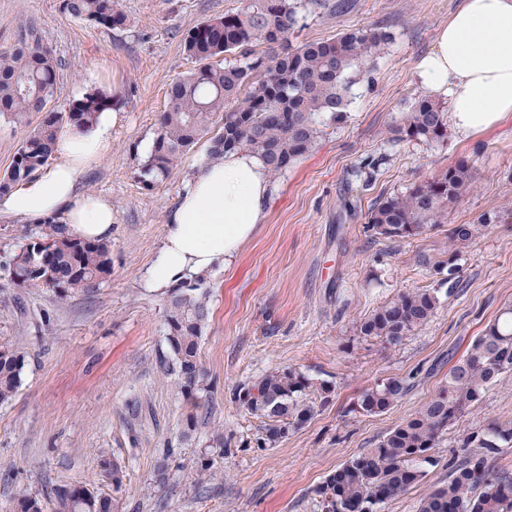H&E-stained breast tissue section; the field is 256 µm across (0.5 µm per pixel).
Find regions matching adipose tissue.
<instances>
[{
    "instance_id": "1",
    "label": "adipose tissue",
    "mask_w": 512,
    "mask_h": 512,
    "mask_svg": "<svg viewBox=\"0 0 512 512\" xmlns=\"http://www.w3.org/2000/svg\"><path fill=\"white\" fill-rule=\"evenodd\" d=\"M512 0H463L440 27L433 50L417 66L423 91L449 100V120L470 139L512 117ZM117 113H102L83 131L58 139L54 161L0 196V213L33 221L58 220L84 240L112 236V206L78 189L83 173L111 149ZM270 174L256 154L234 151L193 167L177 205L148 285L164 291L187 274L231 264L267 217Z\"/></svg>"
}]
</instances>
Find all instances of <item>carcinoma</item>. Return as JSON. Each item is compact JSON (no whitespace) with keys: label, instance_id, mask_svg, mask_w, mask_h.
Returning a JSON list of instances; mask_svg holds the SVG:
<instances>
[{"label":"carcinoma","instance_id":"cac0c4a2","mask_svg":"<svg viewBox=\"0 0 512 512\" xmlns=\"http://www.w3.org/2000/svg\"><path fill=\"white\" fill-rule=\"evenodd\" d=\"M299 0H244L234 12L205 19L183 37V52L194 68L171 83L159 116L157 136L140 169L139 181L150 188L168 179L181 156L211 135L209 156L245 150L257 154L271 177L284 174L310 152L318 137V119L340 118L348 107L352 73L365 67L391 39L374 28H358L322 41L290 47ZM71 19L108 31L125 29L129 16L117 0H60ZM264 45L258 54L253 45ZM235 56V62L227 56ZM58 59L36 22L20 25L11 44L0 47V118L30 127L9 166L0 173V195L30 178L52 158L64 128L88 129L96 116L112 109L120 96L93 89L68 108L55 106ZM39 121H30L32 114ZM219 132L212 133L217 123ZM391 133L398 141L440 142L448 138V113L440 103L420 98L412 103ZM473 167L466 160L431 179L378 203L368 228L386 239H407L446 223L448 209L474 187ZM486 228L454 224L448 229V258L424 259L437 272L456 274L462 254ZM5 270L17 288H52L64 300L89 292L112 272L111 245L71 237L54 221L14 251ZM438 289L413 288L398 294L360 320L358 335L397 345L434 316ZM208 291L198 278L171 293L166 310L168 370L190 396L209 389L200 361V338L209 320ZM24 360L0 347V404L16 395ZM512 372V305L471 343L449 370L448 379L410 417L397 424L375 447L340 466L341 485L330 475L317 489L321 512H379L387 501L424 483L430 451L448 426L478 402L486 391ZM410 383L384 378L367 388L358 401L367 414L391 409ZM334 392L328 382H313L292 369L276 370L234 389V401L265 420L257 447L273 446L312 418ZM469 452L454 465L448 482L420 498L417 512H512V475L489 461L512 448V421H494L461 440ZM55 512H120V502L85 485L56 493Z\"/></svg>","mask_w":512,"mask_h":512}]
</instances>
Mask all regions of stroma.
<instances>
[{
    "label": "stroma",
    "mask_w": 512,
    "mask_h": 512,
    "mask_svg": "<svg viewBox=\"0 0 512 512\" xmlns=\"http://www.w3.org/2000/svg\"><path fill=\"white\" fill-rule=\"evenodd\" d=\"M335 2L299 8L292 45L359 27L383 28L392 40L357 76L343 117L323 120L312 150L273 180L267 220L237 260L207 273L210 317L200 346L210 392L187 443L180 422L190 402L168 371L169 295L147 279L166 217L209 141L152 188L138 175L169 84L192 68L185 31L240 0H118L131 19L121 31L70 19L59 0H0V46L32 18L58 57V109L94 87L123 96L111 152L79 183L112 202L111 275L65 300L0 276V346L24 359L17 394L0 405V512H16L26 495L50 510L57 488L75 484L117 493L122 512H317L327 476L414 414L512 302V120L468 140L453 132L441 143L389 138L422 95L419 60L462 0H347L341 13ZM461 159L473 163L476 181L449 208L447 226L404 240L368 231L378 202ZM481 218L489 229L462 255L454 281L419 264L420 253L447 251L448 225ZM412 288L439 291L425 326L394 346L357 334L361 318ZM288 367L330 382L334 393L287 439L257 447L263 421L230 393ZM388 377L409 379L411 390L386 412L363 413L362 391ZM494 420L512 421V373L449 426L425 486L447 481L449 459L464 453L462 436ZM218 433L229 443L222 455L209 446ZM105 458L123 469L121 489L106 478ZM206 458L210 473L197 477ZM425 486L381 512H416Z\"/></svg>",
    "instance_id": "1"
}]
</instances>
